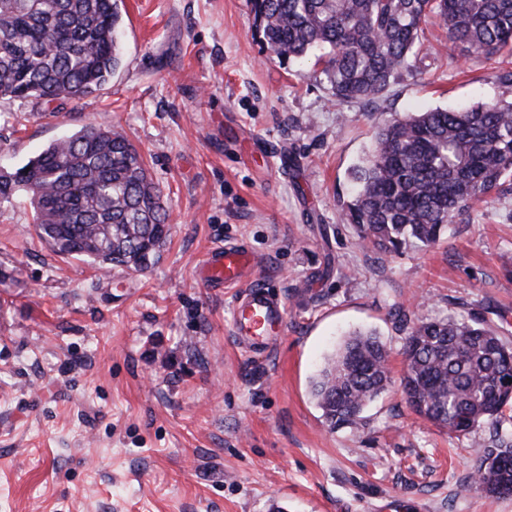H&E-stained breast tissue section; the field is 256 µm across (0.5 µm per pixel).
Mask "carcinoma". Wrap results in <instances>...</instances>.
Wrapping results in <instances>:
<instances>
[{
  "mask_svg": "<svg viewBox=\"0 0 512 512\" xmlns=\"http://www.w3.org/2000/svg\"><path fill=\"white\" fill-rule=\"evenodd\" d=\"M120 0H0V98L79 99L121 64ZM254 36L282 63L319 52L340 102L372 103L416 67L423 24L435 16L462 54L512 52V0H250ZM345 206L361 244L380 254L408 238L438 242L445 225L512 184V101L436 108L375 134ZM25 195L42 239L98 270L147 268L168 232L162 191L136 146L110 125L50 143L0 171V199ZM409 406L448 434L471 432L512 405V348L479 323L419 320L404 344ZM391 383L389 350L372 332L350 335L325 362L312 394L332 428ZM474 483L512 495V443L482 446Z\"/></svg>",
  "mask_w": 512,
  "mask_h": 512,
  "instance_id": "cac0c4a2",
  "label": "carcinoma"
}]
</instances>
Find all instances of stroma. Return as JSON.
Segmentation results:
<instances>
[{
	"mask_svg": "<svg viewBox=\"0 0 512 512\" xmlns=\"http://www.w3.org/2000/svg\"><path fill=\"white\" fill-rule=\"evenodd\" d=\"M122 64L85 97L0 98V167L108 122L143 154L170 234L145 270L55 254L24 198L0 200V512H512L476 489L474 441L512 438V408L448 435L399 384L416 319H478L512 346V189L425 247H360L340 217L377 129L505 96L512 62L465 56L424 26L421 62L376 103L338 102L313 58L280 64L249 0H122ZM241 242L286 306L260 351L232 332L239 294L201 277ZM387 343L392 384L358 426L311 395L350 334Z\"/></svg>",
	"mask_w": 512,
	"mask_h": 512,
	"instance_id": "35a3bbf8",
	"label": "stroma"
}]
</instances>
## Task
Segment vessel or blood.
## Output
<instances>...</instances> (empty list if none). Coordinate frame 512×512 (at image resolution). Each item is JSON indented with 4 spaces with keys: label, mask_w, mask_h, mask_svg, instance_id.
Wrapping results in <instances>:
<instances>
[{
    "label": "vessel or blood",
    "mask_w": 512,
    "mask_h": 512,
    "mask_svg": "<svg viewBox=\"0 0 512 512\" xmlns=\"http://www.w3.org/2000/svg\"><path fill=\"white\" fill-rule=\"evenodd\" d=\"M206 264L212 283L239 289L233 332L245 347L260 349L268 334L283 328L285 308L278 296L252 280L250 249L242 243L215 247Z\"/></svg>",
    "instance_id": "vessel-or-blood-1"
}]
</instances>
